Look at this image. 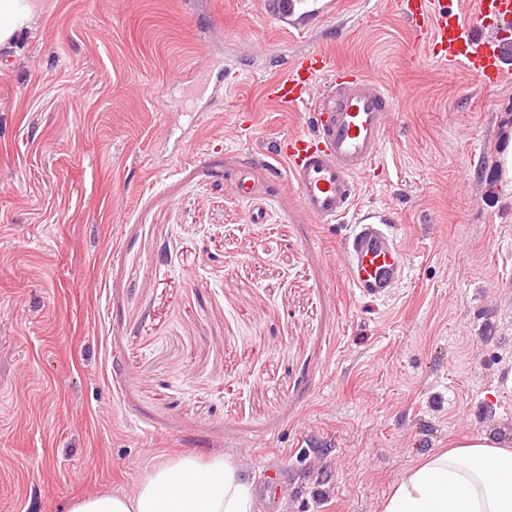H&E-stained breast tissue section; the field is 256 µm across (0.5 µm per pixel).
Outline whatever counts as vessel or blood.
<instances>
[{
    "label": "vessel or blood",
    "mask_w": 512,
    "mask_h": 512,
    "mask_svg": "<svg viewBox=\"0 0 512 512\" xmlns=\"http://www.w3.org/2000/svg\"><path fill=\"white\" fill-rule=\"evenodd\" d=\"M305 0H271L280 29L304 32L314 21L304 14ZM402 16L435 59L463 64L484 86L499 83L512 41L489 40L477 31V20H497L512 25V0H478V18L469 20L443 5L442 0H398ZM330 75L333 91L311 101L309 91L323 75ZM266 101L294 110L308 107V131L280 141L276 156L286 162V177L307 213L331 224L348 213L359 193V177L382 156L386 118L394 109L393 94L375 85L362 71L337 65L324 50L277 64L263 87ZM358 230L342 249L349 253L346 278L363 296L385 297L404 279L408 256L385 227V218L362 214Z\"/></svg>",
    "instance_id": "obj_1"
}]
</instances>
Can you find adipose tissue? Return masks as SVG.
<instances>
[{"instance_id": "ef3b65f1", "label": "adipose tissue", "mask_w": 512, "mask_h": 512, "mask_svg": "<svg viewBox=\"0 0 512 512\" xmlns=\"http://www.w3.org/2000/svg\"><path fill=\"white\" fill-rule=\"evenodd\" d=\"M35 17L33 0H0V55H14ZM253 485L223 454L184 455L153 467L133 493H104L70 512H257ZM383 512H512V448L470 438L415 464Z\"/></svg>"}]
</instances>
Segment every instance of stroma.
Wrapping results in <instances>:
<instances>
[{"label":"stroma","instance_id":"35a3bbf8","mask_svg":"<svg viewBox=\"0 0 512 512\" xmlns=\"http://www.w3.org/2000/svg\"><path fill=\"white\" fill-rule=\"evenodd\" d=\"M36 2L0 60V512L215 452L260 512H383L436 450L512 448V62L489 89L419 54L396 0L301 36L265 0ZM314 49L395 95L356 201L408 253L385 300L346 282L354 215L317 223L271 156L310 114L262 86ZM213 64L209 112L184 74Z\"/></svg>","mask_w":512,"mask_h":512}]
</instances>
